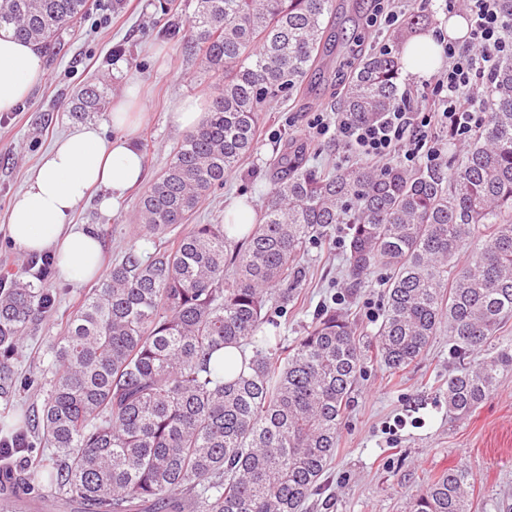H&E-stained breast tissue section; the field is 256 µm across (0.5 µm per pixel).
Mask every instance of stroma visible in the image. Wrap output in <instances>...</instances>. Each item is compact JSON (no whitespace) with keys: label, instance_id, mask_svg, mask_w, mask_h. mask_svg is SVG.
Here are the masks:
<instances>
[{"label":"stroma","instance_id":"obj_1","mask_svg":"<svg viewBox=\"0 0 512 512\" xmlns=\"http://www.w3.org/2000/svg\"><path fill=\"white\" fill-rule=\"evenodd\" d=\"M94 2L80 29L64 32L54 53L45 54L44 82L14 111L0 112V263L29 279L35 276L29 257L9 239L10 204L42 154L73 128L66 104L79 84L92 80L106 85L112 102L123 97L126 87L124 75L115 70L117 62L137 73V95L145 115L133 140L145 147L146 182L167 165L183 137L167 123V112L183 97L208 102L216 91L209 73L159 37L166 18L157 0H123L117 10L112 0ZM330 105L325 91L304 102L277 103L265 112L255 150L223 188L203 202L196 223H220L233 199L250 201L254 210H261L279 144L290 136L305 137L314 113ZM144 191V185L132 189L109 214L93 200L74 213L73 223L91 225L98 232L104 268L137 247L134 215ZM344 233V225L333 226L306 251L299 294L278 317L286 339L303 334L326 303L346 312L364 339H373L382 320L385 274L370 273L360 286H352L344 273ZM94 286L91 280L69 284L51 276L55 303L16 348L13 364L18 377L39 375L50 360L49 343ZM455 365L452 339L444 332L405 371L395 373L377 362L367 365L339 427L323 488L308 502L309 512H402L406 500L427 480L460 465L469 471L472 512H499V503L512 499V371L504 372L497 391L472 415L453 419L444 392Z\"/></svg>","mask_w":512,"mask_h":512}]
</instances>
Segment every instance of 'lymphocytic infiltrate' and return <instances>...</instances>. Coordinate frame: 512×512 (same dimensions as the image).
<instances>
[{
  "label": "lymphocytic infiltrate",
  "mask_w": 512,
  "mask_h": 512,
  "mask_svg": "<svg viewBox=\"0 0 512 512\" xmlns=\"http://www.w3.org/2000/svg\"><path fill=\"white\" fill-rule=\"evenodd\" d=\"M470 32L464 46H446L450 59L446 73L422 85L421 109L402 98L392 112L373 124L353 122L347 116L317 113L308 124L311 141L336 132L363 161L379 164L398 156L405 167L434 165L441 155V136L466 140L486 117V69L497 55L512 52V19L498 0H466Z\"/></svg>",
  "instance_id": "obj_1"
}]
</instances>
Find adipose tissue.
Instances as JSON below:
<instances>
[{"instance_id":"adipose-tissue-1","label":"adipose tissue","mask_w":512,"mask_h":512,"mask_svg":"<svg viewBox=\"0 0 512 512\" xmlns=\"http://www.w3.org/2000/svg\"><path fill=\"white\" fill-rule=\"evenodd\" d=\"M45 78L43 55L36 45L0 30V112L13 111ZM128 94L112 105L114 137L98 125L72 128L43 155L26 188L10 205L9 233L26 254L54 251L61 280L78 283L100 274L102 242L94 228L72 221L75 209L92 189H104V211L113 210L128 189L143 179L144 157L132 142V116L143 113L133 105L137 76L128 73Z\"/></svg>"}]
</instances>
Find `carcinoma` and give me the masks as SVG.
<instances>
[{
	"label": "carcinoma",
	"instance_id": "cac0c4a2",
	"mask_svg": "<svg viewBox=\"0 0 512 512\" xmlns=\"http://www.w3.org/2000/svg\"><path fill=\"white\" fill-rule=\"evenodd\" d=\"M195 2L160 35L200 60L218 91L140 198L134 231L153 251L113 263L53 341L43 378L24 379L43 400L33 435L22 425L8 439H24L38 463L0 471L12 488L80 512H304L368 362L402 371L448 329L462 360L445 390L453 418L474 413L512 369V343L497 338L512 318V54L487 80L488 116L461 162L317 170L307 146L289 141L253 223L189 225L255 149L266 107L300 96L336 11V0ZM86 4L0 0V29L50 52ZM407 44L359 55L339 79L352 121L376 122L398 104ZM105 105L86 82L67 112L84 122ZM335 224L347 225L353 284L386 271L375 343L363 345L356 325L324 306L288 345L269 306L288 305L307 244ZM480 231L479 254L456 264ZM53 303L46 286L0 273V391L16 386L10 354ZM468 477L446 469L407 512H469Z\"/></svg>",
	"mask_w": 512,
	"mask_h": 512
}]
</instances>
